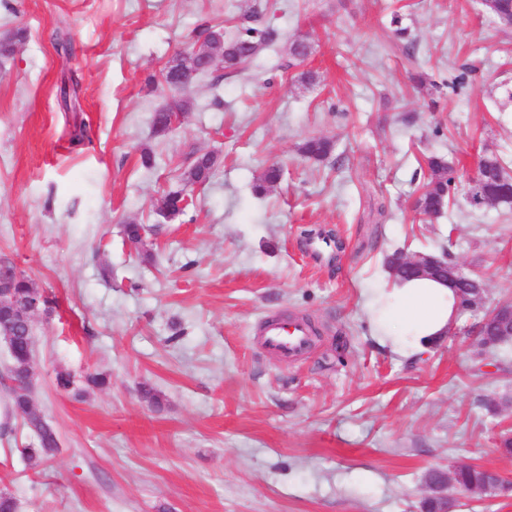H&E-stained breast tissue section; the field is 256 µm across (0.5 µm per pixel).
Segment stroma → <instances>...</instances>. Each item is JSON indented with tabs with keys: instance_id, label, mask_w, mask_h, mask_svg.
<instances>
[{
	"instance_id": "obj_1",
	"label": "stroma",
	"mask_w": 512,
	"mask_h": 512,
	"mask_svg": "<svg viewBox=\"0 0 512 512\" xmlns=\"http://www.w3.org/2000/svg\"><path fill=\"white\" fill-rule=\"evenodd\" d=\"M253 10L280 41L247 70L195 79L176 131L156 136L154 112L178 97L162 72L197 25L231 35ZM10 38L0 263L52 301L33 319L31 397L59 439L45 465L21 456L33 434L0 343V491L17 512H423L431 470L512 482L496 449L512 342L479 355L468 312L408 360L379 345L364 306L398 249L449 254L488 279V305L512 300V213L464 190L482 158L512 155V28L477 0H0ZM298 39L310 54L295 61ZM310 136L332 138V157L300 156ZM206 152L210 181L185 184ZM431 156L457 189L425 221L412 202ZM273 163L281 182L255 198ZM177 190L192 205L165 220L157 203ZM131 221L150 229L137 249ZM279 316L314 324L307 354L259 349L260 321ZM60 371L108 383L78 399Z\"/></svg>"
}]
</instances>
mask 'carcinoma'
<instances>
[{
    "label": "carcinoma",
    "mask_w": 512,
    "mask_h": 512,
    "mask_svg": "<svg viewBox=\"0 0 512 512\" xmlns=\"http://www.w3.org/2000/svg\"><path fill=\"white\" fill-rule=\"evenodd\" d=\"M494 7H484V10L492 18L502 21L512 18V0H493ZM254 12L241 16V23L236 27L232 37L225 36L224 31L217 30L208 24L202 25L205 40L210 48L219 51L224 58V68L228 70L243 69L249 65L258 54L269 47L278 37L275 28L266 26L258 27L251 24ZM192 56L178 57L168 67L165 74V82L174 90L184 92L193 82L195 76ZM185 103L178 100L172 106L162 109L153 115V129L158 136H165L176 129L174 121L178 114L183 112ZM335 148L334 141L328 137H311L299 147L300 154L310 161L321 162L328 159ZM217 164V156L213 153H205L197 156L187 171L184 180L191 185H203L207 183ZM506 162L497 157H487L481 161L482 167V196L488 204H493L496 198L504 195H512V185L496 181L490 171L495 169L505 170ZM429 175L418 190L414 199V210L419 216L439 215L449 206L452 200L450 166L447 161L439 156L427 159ZM280 167L271 165L265 169L262 176L252 186V193L257 198H262L268 189L281 180ZM0 288H8L12 291L14 303L18 308H24L32 294L38 292L24 273L19 272L9 264L0 265ZM8 317L11 323L10 334L0 335L7 344L12 359L8 369V379L12 382L10 387V402L12 411L21 416L25 424L35 433L36 443L21 449L22 455L32 465L39 466L52 460L58 451L59 441L56 432L48 424L43 422L40 416L32 408V322L34 313L27 312L23 320L16 318L13 308H0V316ZM448 483L467 488L485 489L491 494L512 492V485L503 481L495 472L472 465H464L456 469ZM431 495L424 502L425 512H440L445 506L442 491L429 483Z\"/></svg>",
    "instance_id": "1"
}]
</instances>
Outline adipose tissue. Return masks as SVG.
Instances as JSON below:
<instances>
[{
    "label": "adipose tissue",
    "instance_id": "ef3b65f1",
    "mask_svg": "<svg viewBox=\"0 0 512 512\" xmlns=\"http://www.w3.org/2000/svg\"><path fill=\"white\" fill-rule=\"evenodd\" d=\"M365 310L373 335L404 358L429 350L459 316L452 290L425 278L369 292Z\"/></svg>",
    "mask_w": 512,
    "mask_h": 512
}]
</instances>
